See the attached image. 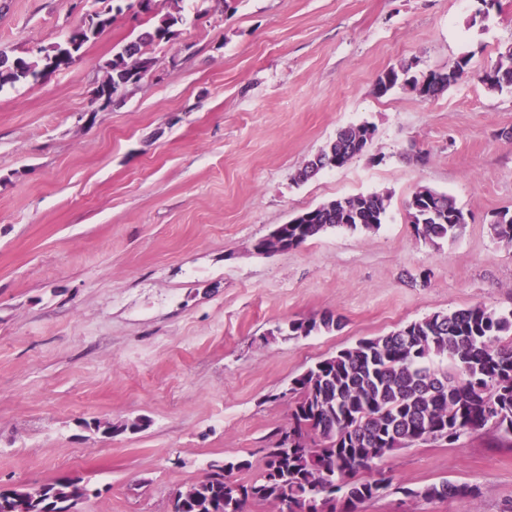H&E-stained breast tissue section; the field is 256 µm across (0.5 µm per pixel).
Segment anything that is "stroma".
<instances>
[{"label":"stroma","instance_id":"stroma-1","mask_svg":"<svg viewBox=\"0 0 512 512\" xmlns=\"http://www.w3.org/2000/svg\"><path fill=\"white\" fill-rule=\"evenodd\" d=\"M177 35L101 105L104 64L149 30L117 15L79 59L0 89V487L80 477L75 512H171L215 460L261 468L288 425L292 380L362 338L437 311H512V89L480 81L512 43V0H154ZM101 0H0V50L36 54ZM466 58L468 79L424 99L376 91L400 62ZM374 138L342 168L298 173L339 129ZM427 186L467 217L455 240L415 236ZM381 194L370 232L331 228L275 255L256 243L333 199ZM331 311L342 327L278 335ZM136 419L135 433L95 422ZM481 430L400 449L359 512H505L512 447ZM451 480L477 497L422 501ZM403 493L407 497L420 498L423 500L448 499L458 496L477 497L478 491L474 486L468 484H457L448 480L438 483H431L418 489L407 488Z\"/></svg>","mask_w":512,"mask_h":512}]
</instances>
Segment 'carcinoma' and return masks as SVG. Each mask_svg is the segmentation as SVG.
Wrapping results in <instances>:
<instances>
[{
	"mask_svg": "<svg viewBox=\"0 0 512 512\" xmlns=\"http://www.w3.org/2000/svg\"><path fill=\"white\" fill-rule=\"evenodd\" d=\"M181 17L167 14L129 41L106 63L105 84L114 90L130 85L131 77L151 63L144 45L169 40ZM107 25L82 26L63 40L38 50V56L8 57L0 52V89L37 81L71 67L82 48ZM468 60L460 58L440 74L438 93L457 83ZM411 65L400 64L384 73L386 94L398 84L422 95L420 78ZM483 84L492 91L512 87V44L499 60L483 71ZM355 127L337 132L317 156L300 170L306 181L331 167L337 157L354 153ZM407 212L418 238L434 243L457 238L465 215L454 200L429 187L418 188L408 200ZM386 205L378 194L339 197L305 212L308 219L288 225L292 247L330 228L372 231L384 221ZM490 225L494 238L512 243V214L499 213ZM331 312L288 322V335L309 336L341 327ZM450 362V367L434 359ZM294 401L289 428L276 433L266 449L260 473L243 480L252 468L248 459L215 461L224 467V495L214 496L208 479L177 489L174 512H247L249 506L269 503L276 512H307L310 503L325 496L328 512H356L357 506L381 498L389 479L371 475L376 464L392 452L428 440L450 444L470 431L490 425L505 439L512 438V312L500 313L479 303L448 312H434L383 336L362 338L326 357L292 380ZM46 492L63 504L77 497L73 481L57 478L33 493L15 488L13 512H42L38 500ZM403 493L423 500L478 495L477 488L448 480Z\"/></svg>",
	"mask_w": 512,
	"mask_h": 512,
	"instance_id": "1",
	"label": "carcinoma"
}]
</instances>
